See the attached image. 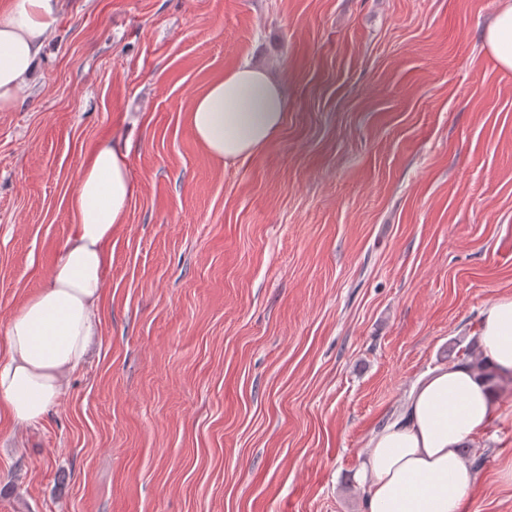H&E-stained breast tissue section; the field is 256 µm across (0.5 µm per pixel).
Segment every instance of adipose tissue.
Returning a JSON list of instances; mask_svg holds the SVG:
<instances>
[{
    "instance_id": "adipose-tissue-1",
    "label": "adipose tissue",
    "mask_w": 512,
    "mask_h": 512,
    "mask_svg": "<svg viewBox=\"0 0 512 512\" xmlns=\"http://www.w3.org/2000/svg\"><path fill=\"white\" fill-rule=\"evenodd\" d=\"M60 10L61 0H8L0 8V112L32 95ZM483 47L512 70V0L487 24ZM287 109L284 85L244 63L196 94L187 118L206 154L227 163L263 150ZM128 155L106 142L82 166L69 202L73 222L49 280L13 313L0 339V415L15 427L42 421L58 404L97 333L112 234L134 195ZM479 345L492 369L512 375V298L488 305ZM498 403L495 389L468 364L426 372L366 441L357 475L361 512H463L475 472L460 449L487 431Z\"/></svg>"
}]
</instances>
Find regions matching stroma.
<instances>
[{"mask_svg": "<svg viewBox=\"0 0 512 512\" xmlns=\"http://www.w3.org/2000/svg\"><path fill=\"white\" fill-rule=\"evenodd\" d=\"M500 0H63L0 112V334L48 281L83 160L136 191L88 360L0 420V512H361L371 431L512 297ZM288 90L257 155L208 157L192 97L243 62ZM464 512H512V390ZM503 1L497 14L486 26L483 47L500 67L512 70V2Z\"/></svg>", "mask_w": 512, "mask_h": 512, "instance_id": "35a3bbf8", "label": "stroma"}]
</instances>
